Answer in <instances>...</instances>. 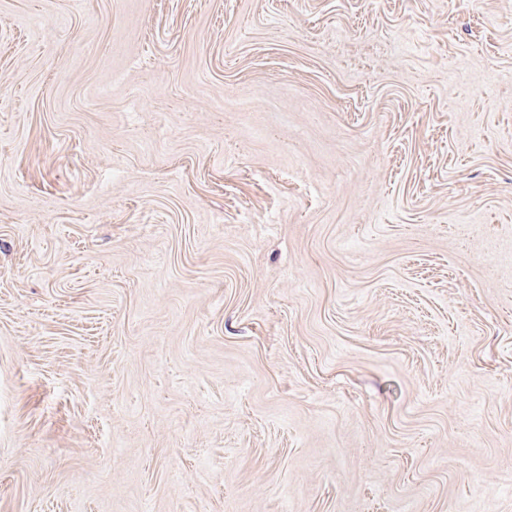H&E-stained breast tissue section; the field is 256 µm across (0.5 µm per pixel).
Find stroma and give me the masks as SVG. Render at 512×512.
Segmentation results:
<instances>
[{"mask_svg":"<svg viewBox=\"0 0 512 512\" xmlns=\"http://www.w3.org/2000/svg\"><path fill=\"white\" fill-rule=\"evenodd\" d=\"M0 512H512V0H0Z\"/></svg>","mask_w":512,"mask_h":512,"instance_id":"stroma-1","label":"stroma"}]
</instances>
